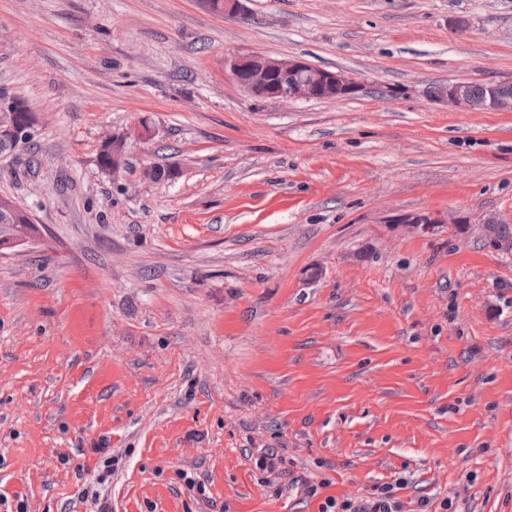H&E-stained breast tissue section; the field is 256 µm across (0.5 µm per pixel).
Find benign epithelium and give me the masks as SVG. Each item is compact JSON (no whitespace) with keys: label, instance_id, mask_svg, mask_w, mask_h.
I'll return each mask as SVG.
<instances>
[{"label":"benign epithelium","instance_id":"7a95c632","mask_svg":"<svg viewBox=\"0 0 512 512\" xmlns=\"http://www.w3.org/2000/svg\"><path fill=\"white\" fill-rule=\"evenodd\" d=\"M231 71L238 85L248 93L263 98L288 100H338L353 97L362 85L340 72L317 69L300 58L275 59L261 54H244L234 57ZM438 100L467 110H511L512 95L500 84H492L480 97L472 96L464 82H450L443 87ZM33 126L17 101L0 95V140L19 142L26 139ZM153 128L137 129L112 135L107 140L127 146L130 140L152 136ZM0 241L19 242L14 233L15 207L0 208Z\"/></svg>","mask_w":512,"mask_h":512}]
</instances>
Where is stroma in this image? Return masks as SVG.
Segmentation results:
<instances>
[{
  "label": "stroma",
  "mask_w": 512,
  "mask_h": 512,
  "mask_svg": "<svg viewBox=\"0 0 512 512\" xmlns=\"http://www.w3.org/2000/svg\"><path fill=\"white\" fill-rule=\"evenodd\" d=\"M245 5L0 0V94L36 114L0 195L40 226L0 248V512H318L399 480L403 512H512V255L479 232L512 224V111L430 94L512 83V0ZM249 53L363 90L256 97ZM154 133V130L151 126H149L148 130H145L142 125H140L137 129L126 132L123 134L112 135L107 137L103 142H107L112 140L111 143L105 144L101 147L99 153V164L103 169H108V163L110 161V152H112V173L119 172L126 151V146L128 144V140H141L148 137H151ZM119 143L124 149L123 151L112 150V144Z\"/></svg>",
  "instance_id": "35a3bbf8"
}]
</instances>
